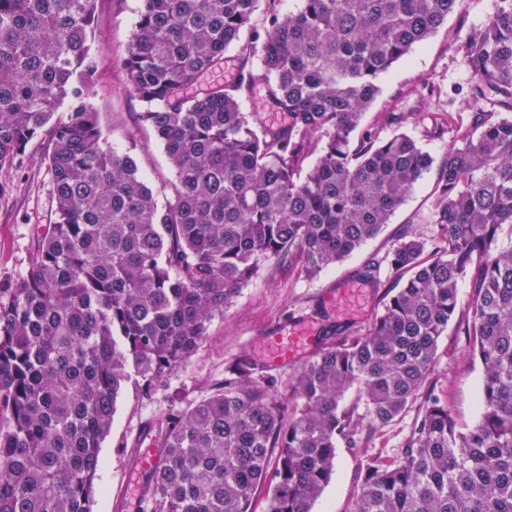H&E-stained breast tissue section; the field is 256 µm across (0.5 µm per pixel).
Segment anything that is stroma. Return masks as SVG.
I'll return each mask as SVG.
<instances>
[{
	"mask_svg": "<svg viewBox=\"0 0 512 512\" xmlns=\"http://www.w3.org/2000/svg\"><path fill=\"white\" fill-rule=\"evenodd\" d=\"M496 4L497 0H464L461 12L449 15L435 34L384 73L381 93L365 112L363 127L377 129L386 138L393 130L378 126V113H405L402 132L432 155H441L448 141L433 135V118L446 113L464 117L484 107L470 95L474 76L459 45L461 36L482 25ZM140 8L141 0H103L98 14L101 37L95 44L99 75L90 101L113 148L122 151L135 147L142 175L159 188L173 172L152 131L139 125L140 104L130 94L118 62ZM44 151L43 139H34L21 162L0 167L2 280L26 275L36 252L38 227L54 220L56 203ZM434 188V173L424 174L376 237L316 275L301 274L297 266L285 261L265 263L224 313L211 321L208 335L192 360L173 371L152 397L127 386L117 400L111 431L100 450L92 512H150L149 505L133 490L130 474L139 450L157 445V419L200 400L223 382L238 359L261 358V340L276 326L304 322L321 337L333 326L366 333L383 313L388 292L397 285L392 271L382 263L385 254L405 235L430 239L437 234L436 226L429 222ZM372 259L381 263L373 283L359 275ZM333 288L338 294L333 302H326L323 293ZM481 383L482 368L472 357L464 326L452 321L439 341L429 387L447 403L460 428L472 427L479 418ZM420 408V402L410 404L394 426L373 433L362 447L338 443L336 469L313 512H353L365 463L371 459L399 460Z\"/></svg>",
	"mask_w": 512,
	"mask_h": 512,
	"instance_id": "1",
	"label": "stroma"
}]
</instances>
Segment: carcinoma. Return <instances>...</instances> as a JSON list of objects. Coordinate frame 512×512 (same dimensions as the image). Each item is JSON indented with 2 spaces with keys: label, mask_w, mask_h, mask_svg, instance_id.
Segmentation results:
<instances>
[{
  "label": "carcinoma",
  "mask_w": 512,
  "mask_h": 512,
  "mask_svg": "<svg viewBox=\"0 0 512 512\" xmlns=\"http://www.w3.org/2000/svg\"><path fill=\"white\" fill-rule=\"evenodd\" d=\"M99 0H0V166L45 137L56 218L25 277L0 279V512H92L119 394L147 396L191 361L240 288L268 261L308 276L375 237L432 167V240L385 256L405 281L364 334L302 362L283 403L248 358L161 422L143 499L151 512H313L349 447L423 406L392 463L365 465L354 512H512V0L465 33L470 93L500 110L434 121L436 159L404 133L351 135L379 78L464 0H300L271 10L260 72L188 90L224 64L259 0H143L120 65L173 170L162 190L118 152L89 100ZM264 85L288 124L258 126L239 98ZM317 154L302 175L304 157ZM475 297L459 309L458 283ZM483 369L480 416L460 429L422 394L455 316ZM358 392L365 406L343 400Z\"/></svg>",
  "instance_id": "carcinoma-1"
}]
</instances>
